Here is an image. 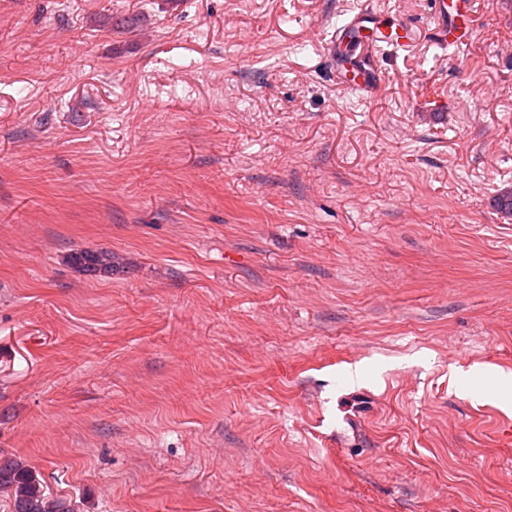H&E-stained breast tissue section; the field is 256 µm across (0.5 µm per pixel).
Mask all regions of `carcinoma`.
<instances>
[{
	"instance_id": "obj_1",
	"label": "carcinoma",
	"mask_w": 512,
	"mask_h": 512,
	"mask_svg": "<svg viewBox=\"0 0 512 512\" xmlns=\"http://www.w3.org/2000/svg\"><path fill=\"white\" fill-rule=\"evenodd\" d=\"M110 259L104 252L81 250L73 262L92 271ZM0 492L9 500L11 512H75L71 501L49 493L35 472L16 458L0 456Z\"/></svg>"
}]
</instances>
